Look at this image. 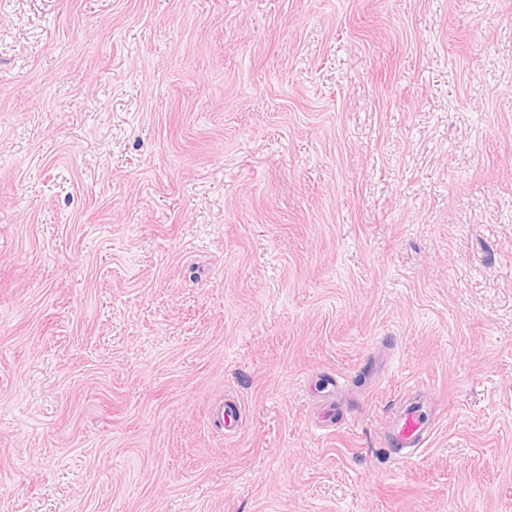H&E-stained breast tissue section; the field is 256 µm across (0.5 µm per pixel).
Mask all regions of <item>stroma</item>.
Wrapping results in <instances>:
<instances>
[{
  "instance_id": "stroma-1",
  "label": "stroma",
  "mask_w": 512,
  "mask_h": 512,
  "mask_svg": "<svg viewBox=\"0 0 512 512\" xmlns=\"http://www.w3.org/2000/svg\"><path fill=\"white\" fill-rule=\"evenodd\" d=\"M0 512H512V0H0ZM427 406L414 397L401 400L391 417L388 433L383 439L395 461L404 463L412 458L430 435Z\"/></svg>"
}]
</instances>
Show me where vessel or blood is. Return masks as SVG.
<instances>
[{
  "label": "vessel or blood",
  "mask_w": 512,
  "mask_h": 512,
  "mask_svg": "<svg viewBox=\"0 0 512 512\" xmlns=\"http://www.w3.org/2000/svg\"><path fill=\"white\" fill-rule=\"evenodd\" d=\"M428 420L424 401L412 397L401 400L383 439L384 447L389 448L395 461L410 460L424 445L430 434Z\"/></svg>",
  "instance_id": "b4317fda"
}]
</instances>
